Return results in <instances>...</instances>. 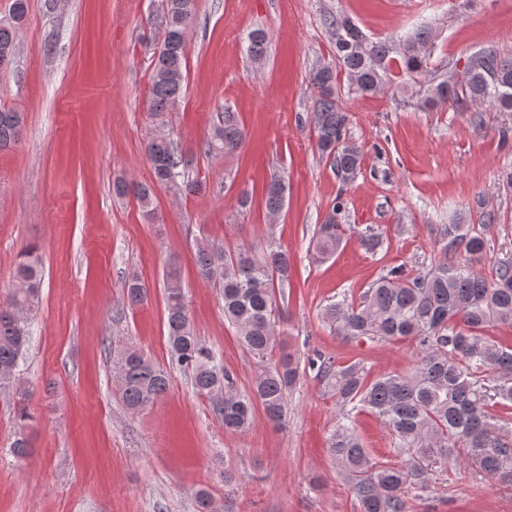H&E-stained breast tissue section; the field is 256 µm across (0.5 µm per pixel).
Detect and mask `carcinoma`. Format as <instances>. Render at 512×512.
<instances>
[{
	"mask_svg": "<svg viewBox=\"0 0 512 512\" xmlns=\"http://www.w3.org/2000/svg\"><path fill=\"white\" fill-rule=\"evenodd\" d=\"M197 0H163L162 25L167 31L151 59L147 107L161 116L182 95L188 53L187 27ZM27 13V0H13L10 21H0V57L15 56V24ZM325 24L334 47L336 65L321 63L310 72L317 91L313 122L317 147L331 163L344 186L361 172L363 154L348 136V116L336 95L338 70L363 95L376 94L391 79L398 64L408 77H427L418 95L425 104L452 102L456 108L487 106L512 112V56L494 48L475 52L467 60L466 79L429 77L434 36L427 26L396 39L373 40L348 14H330ZM250 59L267 54L264 33L249 36ZM23 117L0 110V150L19 139ZM245 133L236 113L224 109V119L204 143V153L227 155L241 147ZM153 183L118 182L115 192H133L151 214L155 187L197 193L203 183L190 176V162L178 152L170 134L154 131L146 142ZM284 179L266 187L265 208L272 218L286 199ZM336 199L310 241L314 259L334 257L343 241ZM486 248L482 233L468 224H448L440 231L439 250L428 272L410 278L393 268L357 300L343 297L326 305L321 320L347 339L384 342L399 337L415 341L420 357L404 373L371 375L362 362L341 363L321 352L306 357L277 341L280 312L291 284L288 251L270 243L266 249H240L204 241L198 245L199 277L219 288L224 320L235 330L255 360L257 374L251 389L238 392L215 352L197 336L180 285V270L169 265L165 302L170 362L191 373L195 390L208 397L224 430L244 432L261 408L266 418L282 424L287 417L286 393L297 381L313 378L336 397L341 420L329 439L330 454L341 467L360 512H411V499L430 491L432 467L452 460L473 461L490 479L512 486V344L486 334L496 323L512 324V256L497 260L492 279L469 264L452 263L448 255L462 250L478 257ZM43 267L37 248L26 246L13 272L15 287L0 303V391L16 381L19 362L28 348L29 315L38 307ZM131 305L143 302L146 288L137 276L124 286ZM113 372L126 406L138 411L154 405L166 392V372L135 347L120 349ZM369 412L391 433L397 460L381 461L364 448L355 429V416Z\"/></svg>",
	"mask_w": 512,
	"mask_h": 512,
	"instance_id": "cac0c4a2",
	"label": "carcinoma"
}]
</instances>
